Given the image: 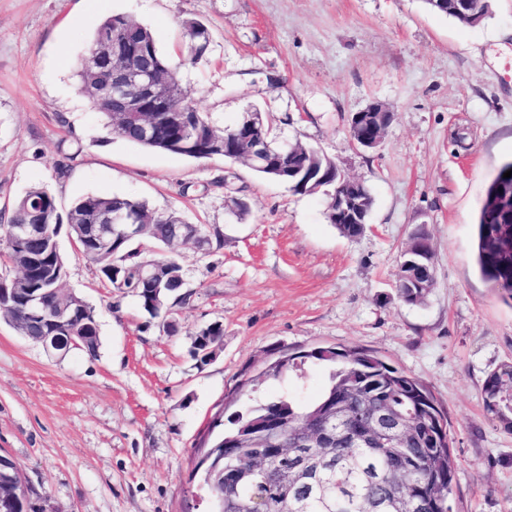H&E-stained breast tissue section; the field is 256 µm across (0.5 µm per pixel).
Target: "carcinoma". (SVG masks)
<instances>
[{"instance_id":"cac0c4a2","label":"carcinoma","mask_w":512,"mask_h":512,"mask_svg":"<svg viewBox=\"0 0 512 512\" xmlns=\"http://www.w3.org/2000/svg\"><path fill=\"white\" fill-rule=\"evenodd\" d=\"M431 10L468 25H477L488 15L489 0H471L468 7L463 6L462 0H448ZM181 26L187 41L198 35L197 29H202L203 33L198 48L187 47L189 61L197 63L207 59L211 45L207 25L197 18H187ZM114 37L129 43H145L149 57L140 63L161 72L172 86L181 87L177 66L161 52L147 26L122 15H113L101 22L91 44L102 45L110 55ZM77 77L81 90L89 94L105 85L107 73L81 65ZM90 102L111 133L146 148L197 157L178 146L182 139L179 130L168 128L154 141L147 142L139 134L140 116L129 113L116 118L108 103L96 97ZM230 131L229 127H217L201 112L193 137L209 147L214 156L222 157L224 134ZM510 169L512 162L504 163L491 180L474 232V254L481 276L508 299H512V223L494 224L490 216L501 198L512 193V177H502ZM342 191L366 200L360 223L338 224L329 211L326 218L342 236L357 238L365 230L373 196L364 182L346 180ZM127 211L137 214L144 225L137 238H119L107 251L81 240L86 226L98 223L104 216ZM31 220L47 225L50 231L43 243V267L55 264L59 271H64L65 261L53 241L60 224L70 223L74 236L79 238L80 252L97 267L102 280L118 295L134 297L141 311L160 320V326L168 334L177 333V309L189 304L191 293L183 290L181 264L173 257L161 255L160 251L175 241L184 240L187 235L192 236L191 244L198 250L206 251L211 238L221 236L217 228L210 234L179 212L158 213L146 201L124 194L86 195L62 215L54 195L46 187H31L10 213L0 212V247L6 250L15 268L13 277L5 281L12 288V299L9 308H0V314L12 315L32 342L44 335L47 317L70 295L58 291L60 277L47 280L33 270L25 271V248L12 241L8 231L15 224ZM434 280L432 261L400 269L395 280L396 295L405 303L419 304L429 294ZM29 288L42 293L45 307L41 318L25 315L23 297ZM223 335L222 325L211 324L196 333L193 347L202 343L213 350ZM57 336L60 348L80 338L81 351L96 356L100 344L97 313L87 309L66 328L57 331ZM303 357L308 364L329 369L328 384L317 398L302 401L281 395L259 399L228 419L222 412L215 417L213 427L218 432L211 438V457L206 462H196L193 469V478L201 485V490L209 494L214 510L250 512L251 503L261 499L266 512H283L285 502L288 512H452L457 467L450 452L447 419L431 392L411 375L358 347H318L297 356L284 354L251 380V391H256L261 381L279 380L290 374L303 377L304 368L295 367V360ZM482 392L486 409L512 429V406L506 400L512 392V363L490 372ZM381 407L401 421L399 438L391 448L366 444L359 439L367 429H379L372 414ZM268 414L288 418L290 448L297 447L299 435L304 432L313 435L327 432L319 447L312 449L313 479L283 483V460L264 447L260 435L262 421Z\"/></svg>"}]
</instances>
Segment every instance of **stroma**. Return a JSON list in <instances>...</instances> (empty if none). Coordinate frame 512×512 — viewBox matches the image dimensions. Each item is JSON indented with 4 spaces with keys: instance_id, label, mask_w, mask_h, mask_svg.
Returning a JSON list of instances; mask_svg holds the SVG:
<instances>
[{
    "instance_id": "obj_1",
    "label": "stroma",
    "mask_w": 512,
    "mask_h": 512,
    "mask_svg": "<svg viewBox=\"0 0 512 512\" xmlns=\"http://www.w3.org/2000/svg\"><path fill=\"white\" fill-rule=\"evenodd\" d=\"M117 14L150 27L173 58L186 52L181 21L201 19L210 54L183 67L187 97L221 126L260 108L280 141L364 179L374 198L364 234H339L323 195L108 133L76 66ZM375 102L392 123L377 147L352 146V116ZM510 160L512 0H491L476 26L424 0H0V211L35 185L63 212L123 193L224 233L205 255L167 248L193 293L170 335L106 288L60 229L63 286L98 313L97 357L48 355L0 322V455L21 466L35 512H204L189 479L215 414L239 408L238 384L272 355L320 346L373 351L424 384L448 421L455 512H512V431L482 393L512 362V300L473 260L487 186ZM232 197L247 202L244 220ZM421 229L435 285L408 305L395 273ZM212 323L224 338L203 365L192 344ZM327 378L310 365L260 394L310 400Z\"/></svg>"
}]
</instances>
